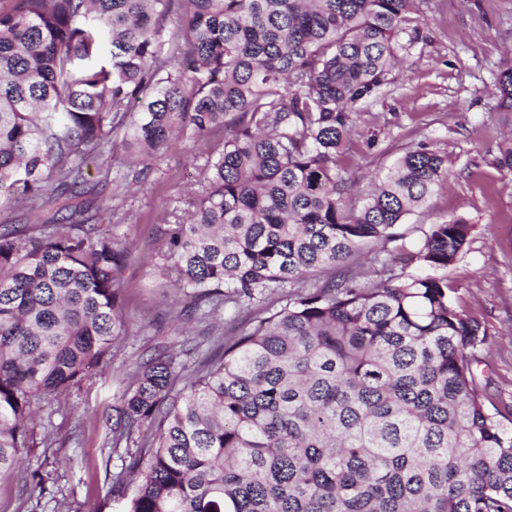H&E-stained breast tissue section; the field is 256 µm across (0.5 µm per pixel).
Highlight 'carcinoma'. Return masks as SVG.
<instances>
[{
    "instance_id": "cac0c4a2",
    "label": "carcinoma",
    "mask_w": 512,
    "mask_h": 512,
    "mask_svg": "<svg viewBox=\"0 0 512 512\" xmlns=\"http://www.w3.org/2000/svg\"><path fill=\"white\" fill-rule=\"evenodd\" d=\"M418 0H13L0 9V481L31 418L130 333L129 250L90 223L84 167L121 136L131 162L190 130L214 144L156 268L212 313L259 309L208 366L136 363L112 424L123 512H512V409L472 371L486 342L448 269L471 225H430L388 278L345 263L448 179L421 144L350 203L341 158L363 103L427 39ZM490 95L512 118V69ZM497 165L512 171V136ZM418 264L424 274L409 268ZM331 268L316 288L307 281ZM41 499L38 472L25 483Z\"/></svg>"
}]
</instances>
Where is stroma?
Wrapping results in <instances>:
<instances>
[{
    "mask_svg": "<svg viewBox=\"0 0 512 512\" xmlns=\"http://www.w3.org/2000/svg\"><path fill=\"white\" fill-rule=\"evenodd\" d=\"M421 10L428 37L404 50L394 83L363 105L344 165L364 194L418 143L447 156V184L397 231L413 251L430 225L459 216L470 224L468 244L447 270L448 284L460 310L487 331L476 381L484 399L504 410L512 407V172L496 162L508 128L489 91L512 66V0H424ZM209 155V146L187 133L138 178L118 147L88 163L96 221L132 252L122 285L133 334L91 381L36 414V444L25 465L52 482L37 503L22 480L0 482V512H122V500L108 493L107 476L122 465L108 421L136 362L157 350H183L187 364L201 363L212 356L214 340L230 339L247 320V311L231 305L205 317L189 314L183 293L153 272L161 230L194 197Z\"/></svg>",
    "mask_w": 512,
    "mask_h": 512,
    "instance_id": "1",
    "label": "stroma"
}]
</instances>
